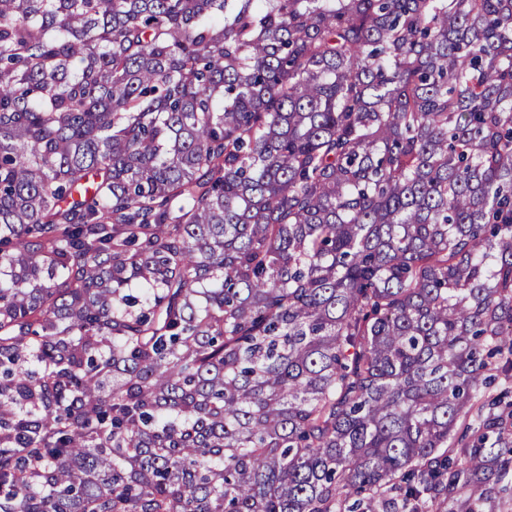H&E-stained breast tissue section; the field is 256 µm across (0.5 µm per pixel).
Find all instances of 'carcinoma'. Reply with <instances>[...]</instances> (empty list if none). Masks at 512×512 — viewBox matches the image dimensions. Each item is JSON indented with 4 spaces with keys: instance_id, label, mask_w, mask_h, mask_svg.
Returning a JSON list of instances; mask_svg holds the SVG:
<instances>
[{
    "instance_id": "cac0c4a2",
    "label": "carcinoma",
    "mask_w": 512,
    "mask_h": 512,
    "mask_svg": "<svg viewBox=\"0 0 512 512\" xmlns=\"http://www.w3.org/2000/svg\"><path fill=\"white\" fill-rule=\"evenodd\" d=\"M512 0H0V512H504Z\"/></svg>"
}]
</instances>
